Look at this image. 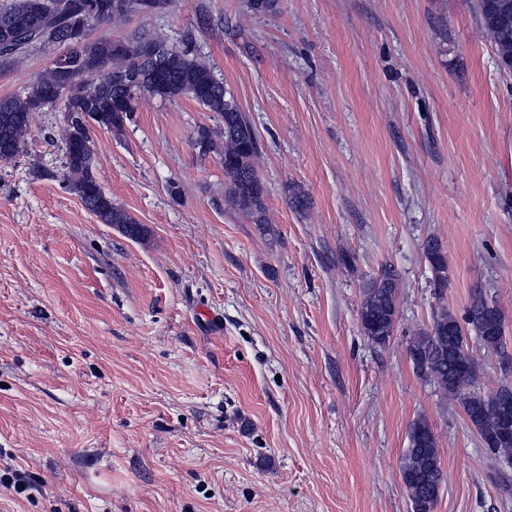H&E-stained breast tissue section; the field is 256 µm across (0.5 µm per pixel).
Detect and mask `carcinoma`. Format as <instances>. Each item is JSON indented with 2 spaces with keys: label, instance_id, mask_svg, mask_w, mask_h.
<instances>
[{
  "label": "carcinoma",
  "instance_id": "obj_1",
  "mask_svg": "<svg viewBox=\"0 0 512 512\" xmlns=\"http://www.w3.org/2000/svg\"><path fill=\"white\" fill-rule=\"evenodd\" d=\"M52 11L33 7V0H13L0 9V61L13 63L26 49L42 43L65 48L71 73V94L64 99L68 112L62 140L66 152L63 181L84 206L104 224L138 239L144 228L124 208L112 202L93 174L90 127L119 130L134 111L135 98L128 85L163 99L190 97L221 117L222 127H201L196 143L202 152H217L227 177L224 197L254 224L267 223L266 186L258 169L260 146L248 115L215 78L212 69L188 51L170 47L163 38L70 42L69 9L77 0H52ZM91 21L121 22L132 15L149 16L170 5V0H84ZM473 9L490 40L497 59L512 69V0H473ZM106 79L91 82L102 70ZM58 71L49 69L26 92L0 98V162L23 152L34 113L57 101L54 92ZM425 255L438 287L448 284V260L440 242L430 238ZM398 283L391 273L362 289L359 324L369 342L383 347L393 336L398 320ZM487 349L503 347L504 320L480 290L473 291L465 315L457 318L443 307L429 329L416 334L408 354L416 374L444 397L462 406L484 446L499 462L512 458V385L503 384L490 394L474 390L480 364L468 347L470 336ZM400 476L412 500L414 512H434L442 482L435 435L425 421L415 422L400 464Z\"/></svg>",
  "mask_w": 512,
  "mask_h": 512
}]
</instances>
